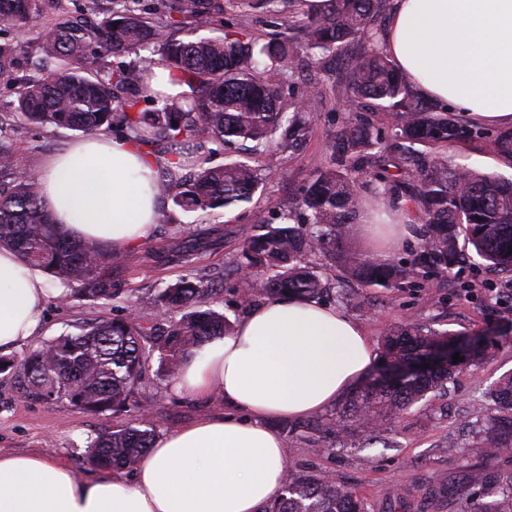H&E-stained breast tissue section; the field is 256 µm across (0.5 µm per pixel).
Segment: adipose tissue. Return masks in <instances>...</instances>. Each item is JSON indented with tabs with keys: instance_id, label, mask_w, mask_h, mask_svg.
I'll return each mask as SVG.
<instances>
[{
	"instance_id": "1",
	"label": "adipose tissue",
	"mask_w": 512,
	"mask_h": 512,
	"mask_svg": "<svg viewBox=\"0 0 512 512\" xmlns=\"http://www.w3.org/2000/svg\"><path fill=\"white\" fill-rule=\"evenodd\" d=\"M380 46L440 108L512 127V0H393ZM156 170L133 142L92 135L46 160L43 204L70 236L123 252L159 221ZM408 221L402 211L397 223L365 224L383 237L371 258L405 245ZM46 294L39 270L0 250V352L36 334ZM374 360L366 330L342 311L292 296L267 301L195 349L170 384L179 395L220 393L232 414L157 438L128 477L79 479L38 454H0V512H263L286 465L270 420L331 406Z\"/></svg>"
}]
</instances>
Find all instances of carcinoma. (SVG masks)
Wrapping results in <instances>:
<instances>
[{
    "instance_id": "carcinoma-1",
    "label": "carcinoma",
    "mask_w": 512,
    "mask_h": 512,
    "mask_svg": "<svg viewBox=\"0 0 512 512\" xmlns=\"http://www.w3.org/2000/svg\"><path fill=\"white\" fill-rule=\"evenodd\" d=\"M121 11L95 23L58 17L48 29L42 56L24 73L17 64L22 45L0 43V84L14 96V114L0 113V249L15 251L23 263L38 268L88 300L116 298L112 269L131 263L132 255L114 252L94 239L69 237L45 211L41 174L8 137L18 116L39 127L67 128L94 134L114 124L133 133L148 154L161 143L180 156L182 145L203 141L222 150L237 142L264 151L284 129L288 147L306 139L323 100L320 80L309 78L314 104L283 95L264 73L280 67H308L330 59L340 70L332 92L347 110L343 127L330 141L329 160L304 186L295 207L279 224H254L244 240L236 271L252 269L272 296L319 300L331 287L309 265L317 253L340 256L362 288H398L430 273H446L459 252V238L481 264L512 272V179L453 160L451 149L484 134L483 127L422 100L410 79L379 48L386 0H330L328 13L314 17L302 45L273 39L259 46L227 34L223 37L173 39L168 28L219 10L218 0H155L157 19L137 13L139 0H124ZM39 11L38 0H0V22L28 30ZM133 49L150 55L140 65H104V58ZM163 67L178 75L189 92L169 102L144 82L148 69ZM151 103L153 110L139 109ZM394 116L389 137L382 136L372 114ZM178 125H173V122ZM498 154L512 165V130L496 142ZM260 169L246 161L201 167L190 181L164 162L157 188L184 211L230 209L248 202L261 184ZM380 200L391 211L411 208L420 225V244L409 263L377 262L346 252L344 242L359 223L363 203ZM213 288L184 274L152 298L159 317L145 326L131 310L109 320L87 323L57 336L19 360L0 356V371L12 370L26 398L64 402L84 413L126 411L135 386L152 360L173 380L186 357L204 341L232 329L224 313L211 307ZM174 308L188 312L167 319ZM461 342L449 331L412 324L390 328L382 340L385 366H403L428 350L451 349ZM486 338L464 353L480 363L493 353ZM456 366H438L419 375L375 372L346 401L342 414L317 423L324 433L343 440L356 425L365 447L385 443L383 427L431 392L445 389ZM501 411L483 420L471 452L512 456V374L497 383ZM152 418L111 429L86 440L89 458L101 468L126 469L151 448ZM475 489L466 512H512V471L473 469ZM269 512H365L356 494L319 475L297 474L288 466L284 492Z\"/></svg>"
}]
</instances>
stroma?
<instances>
[{"label":"stroma","mask_w":512,"mask_h":512,"mask_svg":"<svg viewBox=\"0 0 512 512\" xmlns=\"http://www.w3.org/2000/svg\"><path fill=\"white\" fill-rule=\"evenodd\" d=\"M88 0H43L42 13L25 37L19 56L20 68H28L40 53L48 23L61 14L77 15ZM222 8L190 22L188 29H173L175 38H185L187 30L201 37L227 33L264 43L274 37L300 41L308 13L302 0H295L280 16L260 9H242L235 0H221ZM346 118L340 101L326 94L303 146L296 152L271 145L267 154L255 157L262 185L251 202L224 212H185L170 199L160 200V221L147 241L134 246L137 262L133 268L112 272V283L121 295L114 300H86L77 296L59 301L61 287L53 277H45L47 302L42 325L25 350L36 349L47 340L77 326L112 318L127 305H134L141 323L155 315L145 301L149 291L164 287L184 274L173 262L179 250L193 248L195 273L222 278L224 287L213 305L231 322H239L247 311L242 305L243 281L234 268L243 240L252 225L278 223L298 198L311 174L324 167L329 157L332 135ZM495 128H487L483 138L458 144L457 161L484 171L512 176V167L501 161L495 150ZM80 132L66 128H37L25 125L11 134L13 143L33 167H42L46 157L79 140ZM251 154L249 144L238 143L220 151L210 144L184 151L179 169L186 176L199 167H217ZM312 266L331 286L324 298L326 306L345 312L367 331L372 344H379L385 331L394 325L413 323L473 337L495 328L497 347L492 359L459 369L445 392L429 402L413 407L386 426V446L358 447L355 438L345 443L315 429V421L332 419L335 409H327L302 419H275L271 425L287 449V462L300 474H318L355 492L368 512H463L469 496L465 473L470 466L492 470H512V458L488 455L472 457L468 452L480 420L496 407L488 398L489 387L504 373L512 371V289L505 283L508 274L463 261L451 273L431 274L417 282L389 290L363 288L358 298L347 295L351 284L341 259L317 255ZM169 379L147 372L136 391V401L125 413L94 415L71 409L64 403H47L21 396L12 372L0 373V454L38 453L69 465L78 475L95 472L85 448L88 436L131 423L146 415L158 420L157 435L178 431L203 418L221 417L229 408L222 395L206 398L178 397L171 392ZM447 485L445 497H432L438 485Z\"/></svg>","instance_id":"35a3bbf8"}]
</instances>
